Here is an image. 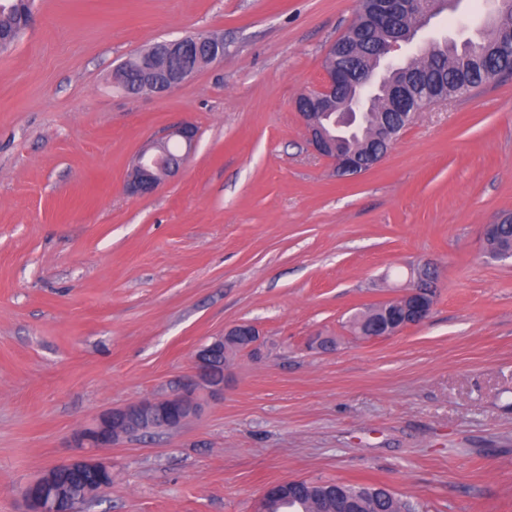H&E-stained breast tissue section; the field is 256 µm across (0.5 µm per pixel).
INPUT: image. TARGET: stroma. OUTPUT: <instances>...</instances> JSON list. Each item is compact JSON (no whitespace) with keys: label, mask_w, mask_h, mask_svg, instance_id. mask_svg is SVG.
<instances>
[{"label":"stroma","mask_w":512,"mask_h":512,"mask_svg":"<svg viewBox=\"0 0 512 512\" xmlns=\"http://www.w3.org/2000/svg\"><path fill=\"white\" fill-rule=\"evenodd\" d=\"M360 0H34L0 52V512L69 459L99 414L170 396L193 354L253 323L224 390L184 426L98 451L112 486L80 512H257L287 480L384 485L422 512H512V265L484 227L512 214V75L420 112L383 160L337 177L295 101ZM488 0L431 33L477 34ZM219 34L176 90L112 85L135 51ZM195 152L148 196V142ZM436 272L429 318L353 336L349 319ZM316 336L333 348L311 346ZM196 128L182 124L169 130L163 137L144 146L136 155L127 188L133 195L155 192L168 178L177 175L195 148ZM177 142L180 150L171 152L169 145Z\"/></svg>","instance_id":"35a3bbf8"}]
</instances>
